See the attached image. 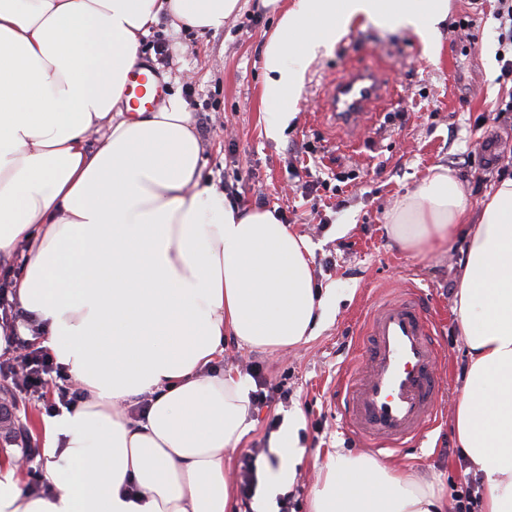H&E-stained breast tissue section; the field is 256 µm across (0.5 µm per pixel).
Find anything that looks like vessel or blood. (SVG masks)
<instances>
[{
  "mask_svg": "<svg viewBox=\"0 0 512 512\" xmlns=\"http://www.w3.org/2000/svg\"><path fill=\"white\" fill-rule=\"evenodd\" d=\"M387 92L375 69L346 68L327 84L322 111L329 124L353 134L372 121L374 104ZM434 328L408 295L372 312L364 348L342 383L345 425L357 438L400 448L431 422L441 390Z\"/></svg>",
  "mask_w": 512,
  "mask_h": 512,
  "instance_id": "1",
  "label": "vessel or blood"
}]
</instances>
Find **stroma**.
Wrapping results in <instances>:
<instances>
[{
	"mask_svg": "<svg viewBox=\"0 0 512 512\" xmlns=\"http://www.w3.org/2000/svg\"><path fill=\"white\" fill-rule=\"evenodd\" d=\"M448 19L427 54L419 36L402 28L352 26L338 41L321 48L307 65L301 100L279 138L267 136L273 108L262 98V51L276 18L244 0L239 13L219 32L176 28L160 14L143 38L148 66L165 95L180 94L201 141L205 183L224 191L239 206L252 208L258 196L283 208L287 224L312 246L310 267L317 285L340 296L317 336L271 353L250 349L234 339L224 342V365L245 370L264 365L270 383L284 386L288 398L253 410L254 428L243 448L269 447L272 419L301 413L298 437L303 456L295 466L291 492L297 512H305L310 491L320 479V455L336 449L364 454L398 473L432 483L443 498L474 479L469 463L456 451L453 419L461 396L467 348L452 313L458 272L466 245L428 254L398 249L387 234L385 216L395 202L414 191L435 165L448 167L462 181L472 212H479L503 176H512V80L502 78L495 15L499 0H449ZM169 43L161 60L155 47ZM372 67L395 89L391 101L357 137L356 148L322 121L317 104L326 82L345 68ZM312 144L315 154L305 153ZM341 177L342 197L335 202L319 184ZM413 292L436 323L440 351L441 395L436 416L422 436L397 450L374 449L344 426L338 392L359 352L361 329L384 300ZM60 379L49 376L42 393L19 392L34 441L25 490L46 496L44 438L39 420L62 412Z\"/></svg>",
	"mask_w": 512,
	"mask_h": 512,
	"instance_id": "obj_1",
	"label": "stroma"
}]
</instances>
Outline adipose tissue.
Listing matches in <instances>:
<instances>
[{
    "mask_svg": "<svg viewBox=\"0 0 512 512\" xmlns=\"http://www.w3.org/2000/svg\"><path fill=\"white\" fill-rule=\"evenodd\" d=\"M279 137L316 50L365 20L429 37L448 0H260ZM240 0H0V260L12 299L83 395L43 417L54 494L24 493L0 453V512H235L225 470L253 426L248 378L221 368L224 340L285 349L336 305L315 285L310 241L274 210L243 211L203 184L200 140L179 95L132 106L141 39L168 13L219 31ZM100 133L97 148L88 137ZM403 249L466 241L454 312L467 346L454 431L481 479L480 512H512V177L478 217L442 166L387 215ZM149 394L135 419L124 404ZM433 485L366 455L327 453L309 512H446Z\"/></svg>",
    "mask_w": 512,
    "mask_h": 512,
    "instance_id": "obj_1",
    "label": "adipose tissue"
}]
</instances>
